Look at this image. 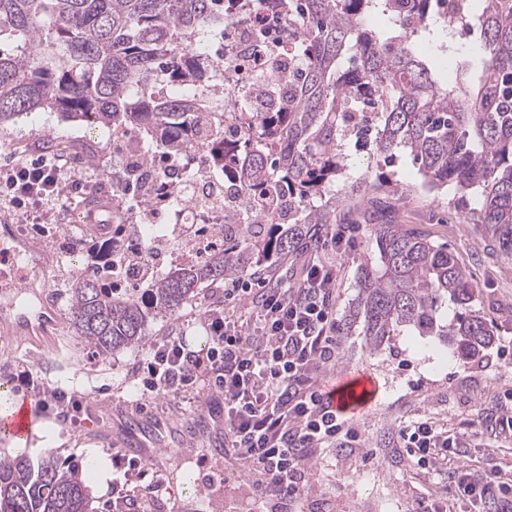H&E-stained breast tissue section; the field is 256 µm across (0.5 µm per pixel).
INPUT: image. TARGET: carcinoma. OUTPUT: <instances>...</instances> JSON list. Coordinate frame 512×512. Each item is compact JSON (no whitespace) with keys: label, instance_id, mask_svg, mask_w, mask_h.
Here are the masks:
<instances>
[{"label":"carcinoma","instance_id":"obj_1","mask_svg":"<svg viewBox=\"0 0 512 512\" xmlns=\"http://www.w3.org/2000/svg\"><path fill=\"white\" fill-rule=\"evenodd\" d=\"M283 2L288 57L302 69L264 79L284 90L273 112H240L230 183L243 223L224 225V249L175 267L141 293L114 296L97 278L71 288L77 336L108 359L149 343L147 323L174 318L199 289L298 254L314 227L333 223L345 177L344 140L386 158L410 155L426 185L477 191L478 214L496 255L512 265V0H458L479 29L487 64L478 84L456 73L434 79L401 16L423 20L433 0ZM382 14L376 30L364 17ZM224 36V0H0V124L36 110L116 129L143 128L153 149L215 148L224 123L211 93L207 46ZM377 258L359 270L342 335L362 329L377 352L390 336L448 342L463 362L496 344L476 309V286L454 253L402 224H374ZM75 465L20 455L0 459V512H92Z\"/></svg>","mask_w":512,"mask_h":512}]
</instances>
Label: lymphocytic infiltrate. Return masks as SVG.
Returning <instances> with one entry per match:
<instances>
[{
	"instance_id": "1",
	"label": "lymphocytic infiltrate",
	"mask_w": 512,
	"mask_h": 512,
	"mask_svg": "<svg viewBox=\"0 0 512 512\" xmlns=\"http://www.w3.org/2000/svg\"><path fill=\"white\" fill-rule=\"evenodd\" d=\"M0 178L21 202L55 198L63 181L61 166L48 159ZM242 297L255 309L253 325L210 316V346L202 357L187 352L180 337H170L154 346L143 385L150 393H175L196 380L208 381L224 399L229 448L264 476L265 490L299 501L312 449L343 447L356 439L321 384L340 348L336 268L312 257L290 287L271 288L259 277L253 285L224 291L225 301ZM396 445L428 473L446 476L457 496L512 512V489L496 472L445 471L456 442L433 418L400 421Z\"/></svg>"
}]
</instances>
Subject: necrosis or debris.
I'll list each match as a JSON object with an SVG mask.
<instances>
[{"label": "necrosis or debris", "instance_id": "4bbe7bcc", "mask_svg": "<svg viewBox=\"0 0 512 512\" xmlns=\"http://www.w3.org/2000/svg\"><path fill=\"white\" fill-rule=\"evenodd\" d=\"M225 17L230 36L224 60L211 64L214 79L232 87L224 98L226 150L239 141L235 115L256 110L247 88L256 79L257 61L283 58L281 36L265 0H228ZM112 151V254L97 273L113 293L135 294L144 284L128 270L125 258L143 253L153 276L175 266L204 261L224 247V227L238 223V204L225 198L223 178L210 171L211 156L200 151L177 156H147L143 132L121 130ZM20 243L43 253V285L62 287L78 270L76 251H50L37 237L20 235Z\"/></svg>", "mask_w": 512, "mask_h": 512}]
</instances>
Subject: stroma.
<instances>
[{
	"instance_id": "stroma-1",
	"label": "stroma",
	"mask_w": 512,
	"mask_h": 512,
	"mask_svg": "<svg viewBox=\"0 0 512 512\" xmlns=\"http://www.w3.org/2000/svg\"><path fill=\"white\" fill-rule=\"evenodd\" d=\"M98 141L100 153L111 156L109 133L87 123L62 121L55 112L38 110L0 126V169L28 166L44 156L58 159L64 168L66 195L61 203L43 208L18 205L8 190L0 189V213L9 211L24 229L37 233L54 249L75 248L63 228L89 195L112 196V172L103 170L96 183L83 176L82 145ZM351 175L371 171L372 189L347 193L336 206V221L349 230L351 243L343 252L319 247L300 251L295 257L269 269L271 280L283 279L286 271L301 267L309 256L334 265L337 273L336 314L344 316L357 294L361 265L376 256L370 226L380 215L395 224L419 228L435 244L449 248L477 286L476 306L493 321L497 344L482 363H462L438 340L419 336H393L381 351L370 352L362 339L343 340L339 359L324 377V383L344 384L366 375L375 384V395L366 407L347 414L359 438L345 449L317 448L308 465L305 512H420L422 503L448 501L454 512H493L488 504H476L446 494L444 479L414 468L410 462L391 461L395 428L413 414L434 417L459 437L461 446L451 456L452 464L471 473L490 470L512 484V428L490 423L476 425L478 414L488 411L496 399L512 391V269L487 252L481 225L467 216L477 208L476 195L460 196L452 189H429L408 156L388 161L372 150L355 149L346 143ZM224 283L200 289L173 319L151 320L150 343L130 347L101 360L76 335L69 306L60 309L57 330L8 340L0 334V399L9 404L28 403L34 419V434L24 440L0 436V457L20 454L39 460L54 454L60 460L86 467L89 455L113 456L114 435L122 424V412L147 410L182 417L197 399L209 392L208 383L194 382L179 393L148 394L143 387L141 366L152 346L168 337H183L188 351L201 353L208 341L207 320L223 313L241 321L253 317L249 301L224 302ZM52 435V447L39 444L37 434ZM209 452L204 444L187 441L173 453V468L164 475L141 476L139 469L114 474L106 487L89 485L95 512H119V499L133 502L136 512H172L177 495L173 470L182 464L200 465ZM163 478L167 490L155 497L148 484ZM196 499L210 502L214 512H237L249 507L261 512L262 502L250 486L237 487L234 497L221 499L218 486L199 482L192 489Z\"/></svg>"
}]
</instances>
